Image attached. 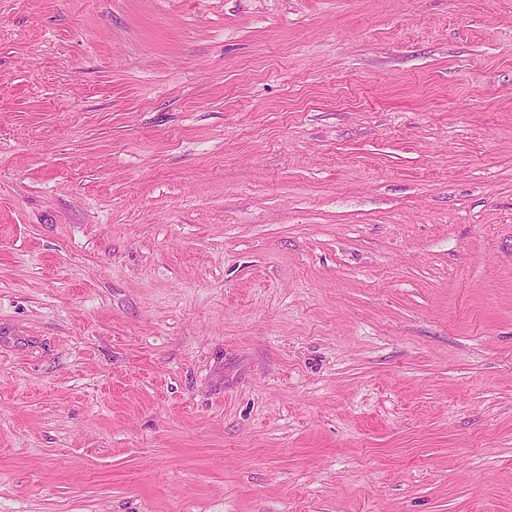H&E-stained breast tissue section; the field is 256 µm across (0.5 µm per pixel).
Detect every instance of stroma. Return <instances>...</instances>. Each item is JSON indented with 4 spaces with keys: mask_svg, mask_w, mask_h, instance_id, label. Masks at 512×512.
<instances>
[{
    "mask_svg": "<svg viewBox=\"0 0 512 512\" xmlns=\"http://www.w3.org/2000/svg\"><path fill=\"white\" fill-rule=\"evenodd\" d=\"M0 512H512V0H0Z\"/></svg>",
    "mask_w": 512,
    "mask_h": 512,
    "instance_id": "1",
    "label": "stroma"
}]
</instances>
